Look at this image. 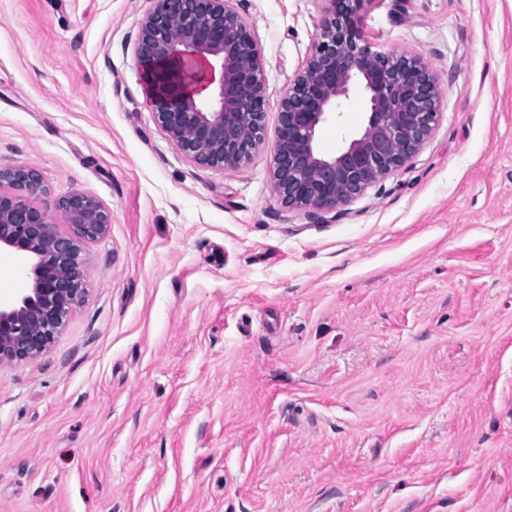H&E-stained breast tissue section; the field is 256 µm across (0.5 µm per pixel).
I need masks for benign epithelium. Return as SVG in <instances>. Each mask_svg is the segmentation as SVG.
<instances>
[{"mask_svg":"<svg viewBox=\"0 0 512 512\" xmlns=\"http://www.w3.org/2000/svg\"><path fill=\"white\" fill-rule=\"evenodd\" d=\"M135 42L140 78L157 126L193 165L214 171L248 162L263 141L268 80L237 0H152ZM329 3L318 41L280 102L271 179L288 208L332 212L402 167L440 119L434 74L421 58L375 53L359 31L366 0ZM219 72L207 100L197 69ZM366 96L365 124L326 156L318 127L341 116L354 86ZM32 167L0 164V249L30 254L31 292L0 300V367L37 359L60 335L84 293V245L102 236L109 213L75 189L56 202L67 230L43 205Z\"/></svg>","mask_w":512,"mask_h":512,"instance_id":"benign-epithelium-1","label":"benign epithelium"}]
</instances>
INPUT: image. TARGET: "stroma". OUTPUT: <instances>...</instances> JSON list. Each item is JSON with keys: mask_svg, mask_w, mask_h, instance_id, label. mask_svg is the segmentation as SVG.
Here are the masks:
<instances>
[{"mask_svg": "<svg viewBox=\"0 0 512 512\" xmlns=\"http://www.w3.org/2000/svg\"><path fill=\"white\" fill-rule=\"evenodd\" d=\"M150 0H0V163L110 214L43 357L0 368V512H512V0H366L442 117L336 211L270 180L324 0H238L263 142L200 169L156 126ZM361 92L317 132L331 155Z\"/></svg>", "mask_w": 512, "mask_h": 512, "instance_id": "35a3bbf8", "label": "stroma"}]
</instances>
